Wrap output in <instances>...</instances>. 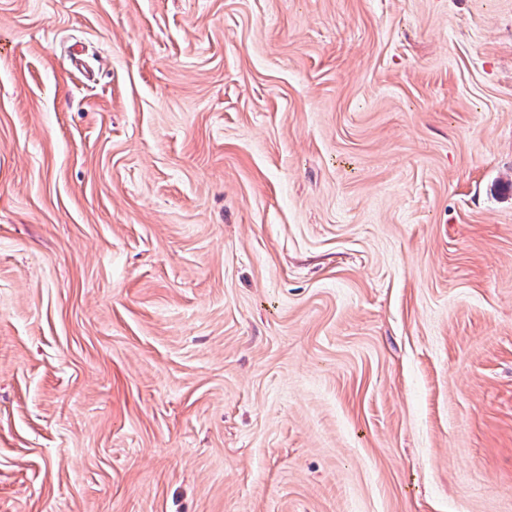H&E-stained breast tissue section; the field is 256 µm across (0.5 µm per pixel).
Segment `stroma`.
<instances>
[{
  "mask_svg": "<svg viewBox=\"0 0 512 512\" xmlns=\"http://www.w3.org/2000/svg\"><path fill=\"white\" fill-rule=\"evenodd\" d=\"M0 512H512V0H0Z\"/></svg>",
  "mask_w": 512,
  "mask_h": 512,
  "instance_id": "1",
  "label": "stroma"
}]
</instances>
